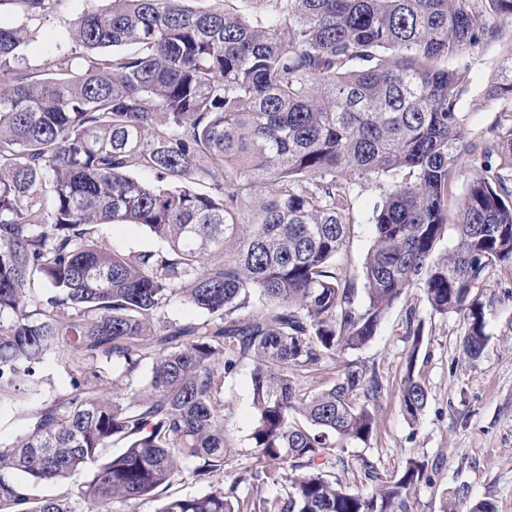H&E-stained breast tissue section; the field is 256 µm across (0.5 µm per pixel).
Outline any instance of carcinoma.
Instances as JSON below:
<instances>
[{
	"instance_id": "cac0c4a2",
	"label": "carcinoma",
	"mask_w": 512,
	"mask_h": 512,
	"mask_svg": "<svg viewBox=\"0 0 512 512\" xmlns=\"http://www.w3.org/2000/svg\"><path fill=\"white\" fill-rule=\"evenodd\" d=\"M189 2L112 0L80 17L72 41L86 52L137 50L79 74L55 59L48 80L20 53L25 27L0 26V406L47 358L72 374L0 446V512H71L9 474L54 483L89 464L94 512L146 497L162 499L156 512H403V493L430 480L426 461L391 480L363 462L367 493L328 472L344 464L336 439L373 433L376 371L347 360L318 392L298 376L368 344L414 287L463 317L464 357L484 350L474 288L512 265V111L467 136V71L447 62L498 39L512 0H272L255 23ZM487 94L512 100V51ZM462 161L457 243L436 259ZM133 166L168 186L133 179ZM381 176L359 304L336 254L353 179ZM197 179L206 191L187 186ZM101 224H136L165 247L120 255L94 238ZM176 299L206 317L170 320ZM416 359L400 387L411 423L427 405ZM247 360L256 464L226 489L224 378ZM149 362L144 387L123 385ZM185 477L212 490L169 495ZM269 481L273 496L238 494Z\"/></svg>"
}]
</instances>
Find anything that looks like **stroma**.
I'll list each match as a JSON object with an SVG mask.
<instances>
[{
  "instance_id": "35a3bbf8",
  "label": "stroma",
  "mask_w": 512,
  "mask_h": 512,
  "mask_svg": "<svg viewBox=\"0 0 512 512\" xmlns=\"http://www.w3.org/2000/svg\"><path fill=\"white\" fill-rule=\"evenodd\" d=\"M110 0H49L39 15L28 14L18 0H0V25L25 26L29 38L22 48L37 78H46V62L65 57L74 72L89 60L69 38L75 20L90 12H104ZM512 50V23L505 24L497 41L482 43L465 57L468 88L459 109L467 115V130L477 135L492 126L512 101L485 96L503 54ZM387 187L386 179L362 180L354 186L356 202L348 238L336 258L346 281L363 291V264L373 244L369 222L371 205ZM96 238L110 249L135 255L158 249L159 241L132 224H103ZM486 313L487 344L479 358L464 359L466 330L462 316L432 311L421 289L413 288L386 313L373 341L346 357L374 368L382 386L374 403L375 427L364 443H352L342 455L353 466L373 463L385 478H392L411 458L426 460L430 481L406 495V512H441L444 498L459 486L468 495L457 502V512H470L481 501L497 512H512V267L486 271L476 288ZM420 321L423 342L414 345L407 334L409 320ZM416 350V373L428 392V403L418 423H409L400 407L399 388L406 372L407 354ZM250 363L224 380V433L228 438L225 484L254 465L252 433L257 423L252 404ZM37 381L20 393L15 404L0 409V444L8 445L25 432L26 408L68 393L67 369L46 360L36 370ZM92 475L84 469L70 479L51 484L25 483L32 498L66 499L73 512H89L80 487Z\"/></svg>"
}]
</instances>
